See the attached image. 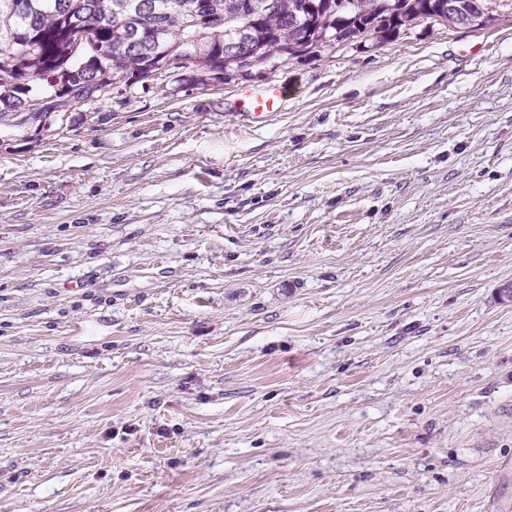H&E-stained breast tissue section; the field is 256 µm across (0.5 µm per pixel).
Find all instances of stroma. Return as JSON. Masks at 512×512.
Masks as SVG:
<instances>
[{
    "label": "stroma",
    "mask_w": 512,
    "mask_h": 512,
    "mask_svg": "<svg viewBox=\"0 0 512 512\" xmlns=\"http://www.w3.org/2000/svg\"><path fill=\"white\" fill-rule=\"evenodd\" d=\"M69 114L0 130V512H512V17ZM285 90L280 87H272L259 95H247L242 100L240 113L257 121L263 118L269 111L274 110L283 98Z\"/></svg>",
    "instance_id": "stroma-1"
}]
</instances>
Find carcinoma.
<instances>
[{
  "label": "carcinoma",
  "mask_w": 512,
  "mask_h": 512,
  "mask_svg": "<svg viewBox=\"0 0 512 512\" xmlns=\"http://www.w3.org/2000/svg\"><path fill=\"white\" fill-rule=\"evenodd\" d=\"M82 0L70 15L67 0H0V127H23L51 111L89 100L98 90L134 78L149 80L164 72L145 69L132 49L131 25L145 37L174 50L180 68L216 74L239 71L224 61V39L248 26L255 54L252 69L273 53L295 45L288 56L318 52L350 35L388 42L401 29L437 22L438 0ZM462 13L480 14L488 27L506 17L512 0H456ZM224 16V25L193 30L187 9ZM55 84L54 95L40 98L33 89Z\"/></svg>",
  "instance_id": "cac0c4a2"
}]
</instances>
